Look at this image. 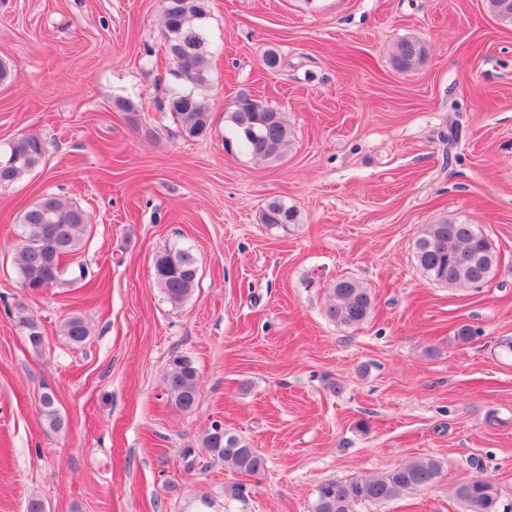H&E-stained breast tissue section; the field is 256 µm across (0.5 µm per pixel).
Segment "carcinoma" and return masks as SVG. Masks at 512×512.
Returning a JSON list of instances; mask_svg holds the SVG:
<instances>
[{"mask_svg": "<svg viewBox=\"0 0 512 512\" xmlns=\"http://www.w3.org/2000/svg\"><path fill=\"white\" fill-rule=\"evenodd\" d=\"M490 12L502 22L512 24V0H487ZM206 14V0H163V22L168 33V51L181 88L171 92L168 111L177 119L189 139L207 133L211 126L208 111L197 91L210 81L208 58L210 45L198 20ZM426 57L424 44L415 38L401 40L393 53L392 64L405 70ZM229 119L242 147L253 158L273 161L282 157L290 141V129L282 113L249 96L240 97ZM46 142L36 133L16 137L0 158V186L9 185L41 164ZM295 207L274 198L261 216L262 223L284 229L297 222ZM88 224L85 211L57 196L47 195L28 209L19 224L13 265L20 283L36 294L45 286L53 287L61 279L64 256H76L84 247L83 231ZM154 278L169 302L180 305L193 294L197 285V261L187 248H165L157 253ZM417 265L431 281L450 288H479L495 275L499 254L491 241L474 225L455 218L425 225L415 242ZM374 305L370 288L342 278L330 290L326 315L345 328H358L368 321ZM28 330V342L34 349L43 346L44 337L31 317H20ZM63 336L73 345L83 344L89 327L83 317H68L62 325ZM167 395L183 411L193 409L198 398V372L193 360L176 355L164 372ZM43 420L53 431L66 425L55 394L40 397ZM203 444L212 459L234 470L259 476L266 471L267 459L249 442L224 429L218 421L207 430ZM441 474L440 463L433 458H413L381 474L344 481H328L318 486L313 512H359L366 504H387L411 490L433 484ZM455 495L467 512H499L498 491L494 484L474 477L459 484Z\"/></svg>", "mask_w": 512, "mask_h": 512, "instance_id": "1", "label": "carcinoma"}]
</instances>
